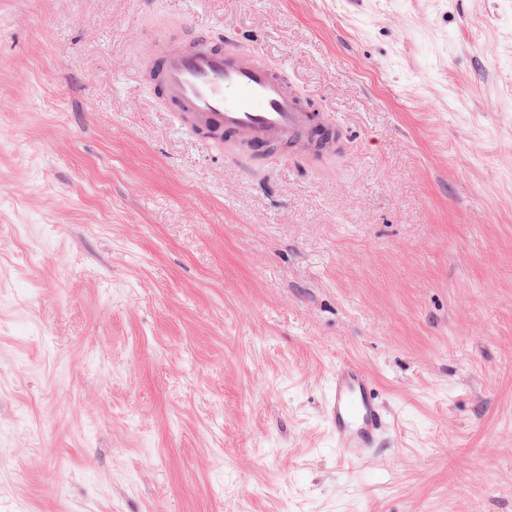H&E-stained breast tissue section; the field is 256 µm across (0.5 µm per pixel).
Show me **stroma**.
<instances>
[{
    "label": "stroma",
    "mask_w": 512,
    "mask_h": 512,
    "mask_svg": "<svg viewBox=\"0 0 512 512\" xmlns=\"http://www.w3.org/2000/svg\"><path fill=\"white\" fill-rule=\"evenodd\" d=\"M199 32L339 145L184 132ZM0 512H512V0H0ZM326 419L336 433L341 456L364 459L387 427L386 414L369 374L349 362L336 363L326 402Z\"/></svg>",
    "instance_id": "35a3bbf8"
}]
</instances>
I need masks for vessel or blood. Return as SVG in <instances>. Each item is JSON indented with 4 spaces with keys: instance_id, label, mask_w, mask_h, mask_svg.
Listing matches in <instances>:
<instances>
[{
    "instance_id": "b4317fda",
    "label": "vessel or blood",
    "mask_w": 512,
    "mask_h": 512,
    "mask_svg": "<svg viewBox=\"0 0 512 512\" xmlns=\"http://www.w3.org/2000/svg\"><path fill=\"white\" fill-rule=\"evenodd\" d=\"M149 85L186 130H206L211 140H234L263 152L293 142L313 152L332 141L336 126L288 91L283 70L255 50L225 47L206 35H173L158 42L142 63ZM326 419L340 453L364 459L387 427L375 385L360 366L338 362L331 376Z\"/></svg>"
}]
</instances>
